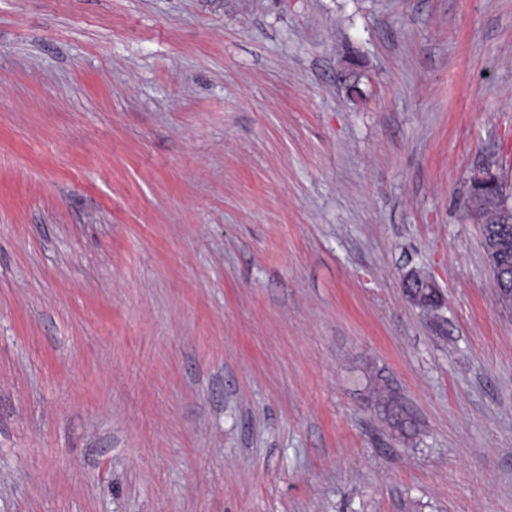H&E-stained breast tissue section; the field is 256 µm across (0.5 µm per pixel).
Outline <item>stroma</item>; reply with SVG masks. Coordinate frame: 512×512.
<instances>
[{
	"instance_id": "stroma-1",
	"label": "stroma",
	"mask_w": 512,
	"mask_h": 512,
	"mask_svg": "<svg viewBox=\"0 0 512 512\" xmlns=\"http://www.w3.org/2000/svg\"><path fill=\"white\" fill-rule=\"evenodd\" d=\"M486 165L512 0H0V512H512ZM415 282L419 285V288H406L405 291L413 297L412 299L416 302L418 307L422 309H437L438 305L433 300L431 294L427 293L423 288H433L432 291L438 292L435 284L423 277L416 272H412L408 275L406 283L410 284ZM382 408L385 418L389 422L392 429L397 430L403 436H405L407 432L412 431V423L409 418L404 415L402 410L390 399H387L382 403Z\"/></svg>"
}]
</instances>
